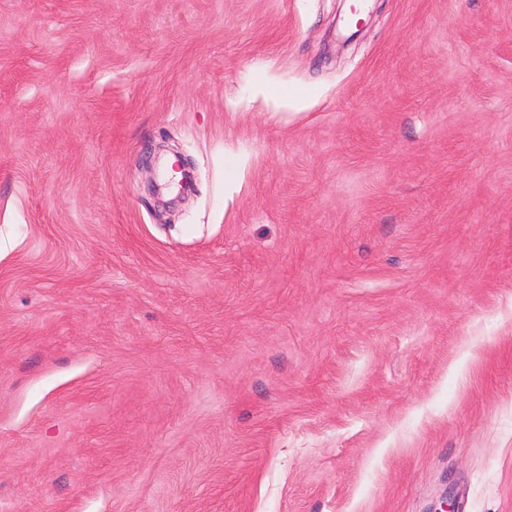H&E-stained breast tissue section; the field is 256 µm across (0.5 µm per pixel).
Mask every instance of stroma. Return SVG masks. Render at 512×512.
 I'll list each match as a JSON object with an SVG mask.
<instances>
[{"label":"stroma","instance_id":"stroma-1","mask_svg":"<svg viewBox=\"0 0 512 512\" xmlns=\"http://www.w3.org/2000/svg\"><path fill=\"white\" fill-rule=\"evenodd\" d=\"M348 13L0 0V512H512V0Z\"/></svg>","mask_w":512,"mask_h":512}]
</instances>
